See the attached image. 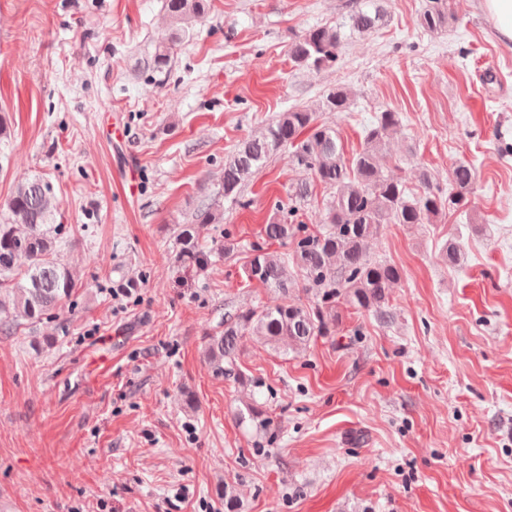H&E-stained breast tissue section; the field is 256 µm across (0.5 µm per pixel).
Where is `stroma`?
<instances>
[{"label":"stroma","instance_id":"35a3bbf8","mask_svg":"<svg viewBox=\"0 0 512 512\" xmlns=\"http://www.w3.org/2000/svg\"><path fill=\"white\" fill-rule=\"evenodd\" d=\"M366 4L210 0L158 75L144 61L172 26L163 0H0V207L45 177L58 255L82 275L50 316L0 330V512H224L226 489L242 512H512V41L483 0H449L435 32L426 0H385L335 66L290 60L298 35ZM336 89L346 111H320ZM295 108L319 110L348 160L377 112H398L386 173L413 188L424 166L444 186L465 160L477 180L458 211L371 240L403 273L389 322L340 297L307 347L243 337V388L213 372L206 338L228 311L318 303L303 280L284 294L246 273L309 174L283 149L232 199L224 161ZM204 204L223 220L199 247L235 249L187 269L179 234ZM252 399L269 437L239 418ZM453 20L448 0H428V4L420 15L419 24L429 30L436 31L447 27Z\"/></svg>","mask_w":512,"mask_h":512}]
</instances>
